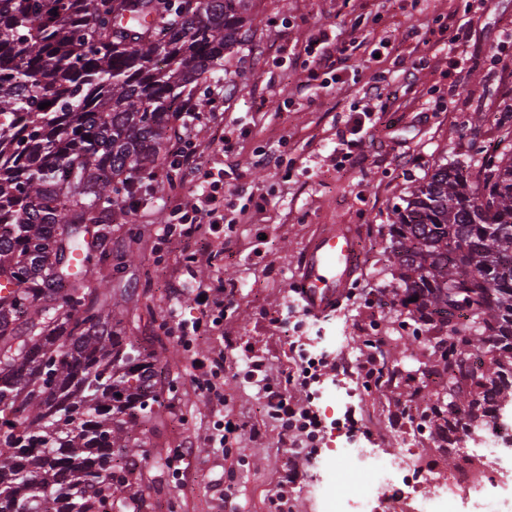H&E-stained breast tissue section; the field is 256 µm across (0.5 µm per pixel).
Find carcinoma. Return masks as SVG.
Returning <instances> with one entry per match:
<instances>
[{"mask_svg":"<svg viewBox=\"0 0 512 512\" xmlns=\"http://www.w3.org/2000/svg\"><path fill=\"white\" fill-rule=\"evenodd\" d=\"M249 2L0 0V512H142L130 448L161 368L86 282L171 120L208 105L194 83L240 42ZM499 125L504 148L434 166L389 225L398 302L448 329L450 409L512 398V115Z\"/></svg>","mask_w":512,"mask_h":512,"instance_id":"cac0c4a2","label":"carcinoma"}]
</instances>
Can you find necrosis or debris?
<instances>
[{"label": "necrosis or debris", "mask_w": 512, "mask_h": 512, "mask_svg": "<svg viewBox=\"0 0 512 512\" xmlns=\"http://www.w3.org/2000/svg\"><path fill=\"white\" fill-rule=\"evenodd\" d=\"M448 419L470 423L482 440L481 447L466 448L452 438L463 460L460 471L442 473L415 448L396 455L351 436L333 454L352 466L360 484L334 495L340 473L328 469L306 486L308 497L319 512H512V407L494 403L474 422L464 410Z\"/></svg>", "instance_id": "necrosis-or-debris-1"}]
</instances>
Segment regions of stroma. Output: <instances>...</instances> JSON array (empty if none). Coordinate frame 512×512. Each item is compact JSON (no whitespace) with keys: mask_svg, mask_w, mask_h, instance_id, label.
Here are the masks:
<instances>
[{"mask_svg":"<svg viewBox=\"0 0 512 512\" xmlns=\"http://www.w3.org/2000/svg\"><path fill=\"white\" fill-rule=\"evenodd\" d=\"M250 15L248 39L198 85L209 101L203 120L222 114L232 144L222 153L209 146L208 132L197 139L202 172L224 175L226 223L202 227L189 242L162 238L172 206L195 202L182 175L162 164L157 179H173V188L150 187L113 224L111 257L87 283L126 295L115 312L123 335L163 367L155 418L134 432L144 449L147 512H271L302 443L282 436L249 383L252 354L286 382V395L312 402L320 415L323 452L300 462L305 480L329 465L325 449L342 446L336 421L348 416L362 422L370 446L393 454L404 450L400 427L417 429L415 447L442 471L454 469L434 441L440 420L426 413L441 387L419 382L434 333L379 303L397 286L388 226L393 205L435 165L472 162L498 145L497 119L512 110V0H251ZM462 25L468 41L451 43ZM339 30L355 48L343 82L309 80L308 65L297 60L306 41ZM384 37L399 52L377 63L367 48ZM378 71L396 98L388 112L362 98ZM356 128L365 144L357 166L336 154L339 133ZM258 149L279 165L254 167ZM325 224L355 228L362 263L341 306L317 318L304 314L291 283L309 238ZM220 282L235 286L234 308L207 335L183 341L181 324L200 316L196 292ZM372 322L386 373L381 387L361 394L357 376L331 372L314 401L311 391L288 384L300 349L324 337L338 339L330 355L362 360ZM219 355L224 390L217 398L196 380ZM227 417L241 428L219 447L214 424Z\"/></svg>","mask_w":512,"mask_h":512,"instance_id":"obj_1","label":"stroma"}]
</instances>
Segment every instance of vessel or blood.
I'll return each mask as SVG.
<instances>
[{
	"instance_id": "1",
	"label": "vessel or blood",
	"mask_w": 512,
	"mask_h": 512,
	"mask_svg": "<svg viewBox=\"0 0 512 512\" xmlns=\"http://www.w3.org/2000/svg\"><path fill=\"white\" fill-rule=\"evenodd\" d=\"M360 265L359 239L351 226L327 225L310 239L292 288L309 314L326 316L339 307Z\"/></svg>"
}]
</instances>
